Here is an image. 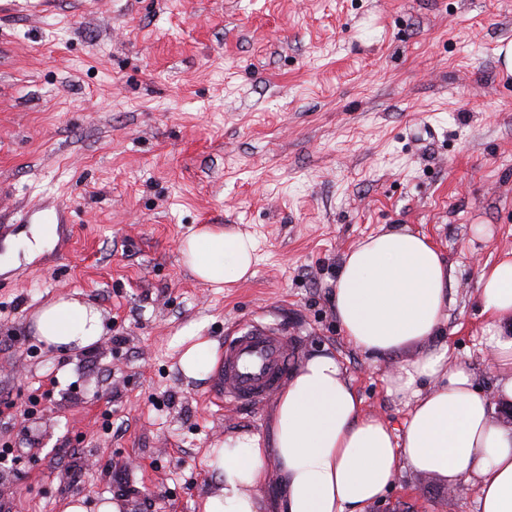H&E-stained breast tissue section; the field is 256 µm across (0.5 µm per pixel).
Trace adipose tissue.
I'll list each match as a JSON object with an SVG mask.
<instances>
[{
    "label": "adipose tissue",
    "mask_w": 512,
    "mask_h": 512,
    "mask_svg": "<svg viewBox=\"0 0 512 512\" xmlns=\"http://www.w3.org/2000/svg\"><path fill=\"white\" fill-rule=\"evenodd\" d=\"M256 244L232 228L202 225L180 244L183 264L202 284L226 288L253 273ZM448 268L423 233L403 226L359 241L342 258L333 290L337 320L347 341L373 360L419 348L386 379V392L407 409L402 430L366 414L334 354L304 359L277 392L272 440L257 433L225 438L208 458L222 479L203 512H264L260 492L267 459H274L279 512H368L403 468L449 486L476 484L479 512H512V427L494 411L512 402V256L483 267L478 302L487 319L484 344L500 376L483 392L448 346L432 340L448 318ZM36 334L46 345L78 352L105 334L97 307L62 297L36 312ZM184 377L205 379L216 343L203 336L182 341Z\"/></svg>",
    "instance_id": "obj_1"
}]
</instances>
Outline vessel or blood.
Instances as JSON below:
<instances>
[{
    "label": "vessel or blood",
    "instance_id": "vessel-or-blood-1",
    "mask_svg": "<svg viewBox=\"0 0 512 512\" xmlns=\"http://www.w3.org/2000/svg\"><path fill=\"white\" fill-rule=\"evenodd\" d=\"M288 340L270 326L252 323L228 337L219 356L214 395L221 401L257 405L280 385L288 365Z\"/></svg>",
    "mask_w": 512,
    "mask_h": 512
}]
</instances>
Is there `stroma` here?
Instances as JSON below:
<instances>
[{
    "instance_id": "stroma-1",
    "label": "stroma",
    "mask_w": 512,
    "mask_h": 512,
    "mask_svg": "<svg viewBox=\"0 0 512 512\" xmlns=\"http://www.w3.org/2000/svg\"><path fill=\"white\" fill-rule=\"evenodd\" d=\"M512 0H0V255L38 210L50 247L0 267V512H202L207 455L269 434L270 402L186 381L178 340L249 323L288 338L289 369L335 354L366 413L401 430L385 389L403 355L347 343L331 296L353 245L403 224L450 271V348L482 389L483 266L512 253ZM256 240L254 276L218 292L179 246L191 228ZM486 228L476 234L474 225ZM106 330L45 347L32 316L61 296ZM404 470L369 512H478Z\"/></svg>"
}]
</instances>
